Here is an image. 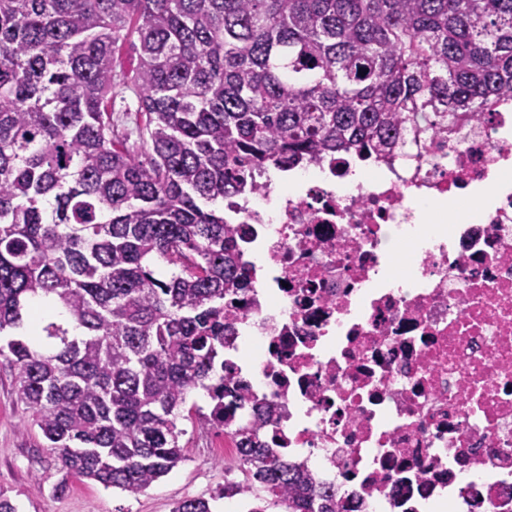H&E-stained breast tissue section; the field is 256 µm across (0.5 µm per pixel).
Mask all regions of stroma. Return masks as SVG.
Listing matches in <instances>:
<instances>
[{"label": "stroma", "mask_w": 512, "mask_h": 512, "mask_svg": "<svg viewBox=\"0 0 512 512\" xmlns=\"http://www.w3.org/2000/svg\"><path fill=\"white\" fill-rule=\"evenodd\" d=\"M16 369L0 359V495L16 512H171L186 496H209L223 486L225 475L240 477L237 462L213 449L214 429L202 412L209 400L203 391L190 393L179 426L186 460L145 493L130 496L75 476L64 477L39 429L27 428L29 413L14 394ZM65 491H57L59 482Z\"/></svg>", "instance_id": "1"}]
</instances>
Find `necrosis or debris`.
<instances>
[{
    "label": "necrosis or debris",
    "instance_id": "necrosis-or-debris-1",
    "mask_svg": "<svg viewBox=\"0 0 512 512\" xmlns=\"http://www.w3.org/2000/svg\"><path fill=\"white\" fill-rule=\"evenodd\" d=\"M372 164L355 187L344 155L266 173L225 210L252 272L224 305L242 404L214 448L237 459L268 406L267 445L356 512H512V109Z\"/></svg>",
    "mask_w": 512,
    "mask_h": 512
}]
</instances>
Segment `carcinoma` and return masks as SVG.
Masks as SVG:
<instances>
[{
  "label": "carcinoma",
  "instance_id": "1",
  "mask_svg": "<svg viewBox=\"0 0 512 512\" xmlns=\"http://www.w3.org/2000/svg\"><path fill=\"white\" fill-rule=\"evenodd\" d=\"M506 99L512 0H0V358L66 474L140 495L185 460L190 392L211 426L239 407L224 300L249 288L245 230L210 204ZM42 296L64 313L33 317ZM235 436L244 479L218 497L340 512L261 425Z\"/></svg>",
  "mask_w": 512,
  "mask_h": 512
}]
</instances>
